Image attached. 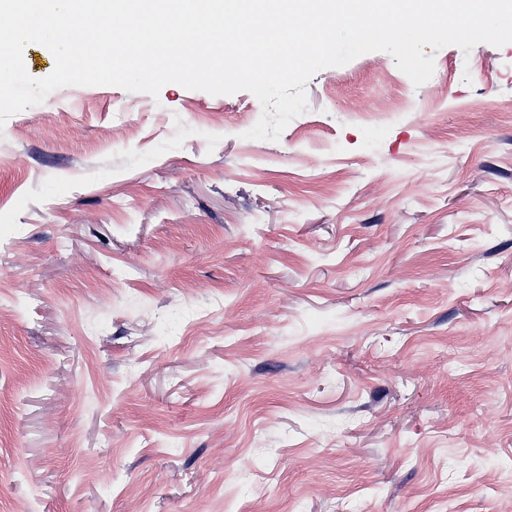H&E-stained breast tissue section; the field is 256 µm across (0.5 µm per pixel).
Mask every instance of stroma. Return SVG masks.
<instances>
[{
	"instance_id": "1",
	"label": "stroma",
	"mask_w": 512,
	"mask_h": 512,
	"mask_svg": "<svg viewBox=\"0 0 512 512\" xmlns=\"http://www.w3.org/2000/svg\"><path fill=\"white\" fill-rule=\"evenodd\" d=\"M0 129V512H512V43Z\"/></svg>"
}]
</instances>
